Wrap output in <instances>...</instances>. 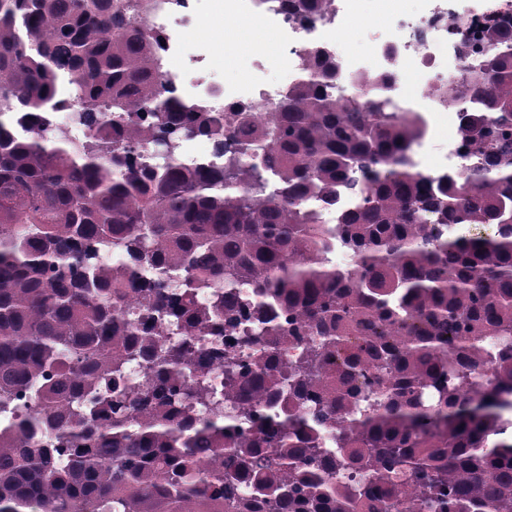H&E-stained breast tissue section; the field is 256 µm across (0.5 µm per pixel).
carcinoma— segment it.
Instances as JSON below:
<instances>
[{"label": "carcinoma", "mask_w": 512, "mask_h": 512, "mask_svg": "<svg viewBox=\"0 0 512 512\" xmlns=\"http://www.w3.org/2000/svg\"><path fill=\"white\" fill-rule=\"evenodd\" d=\"M134 11L0 0V512H512V21L432 175L321 45L216 112Z\"/></svg>", "instance_id": "obj_1"}]
</instances>
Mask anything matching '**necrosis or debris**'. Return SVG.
Instances as JSON below:
<instances>
[{"label":"necrosis or debris","instance_id":"1","mask_svg":"<svg viewBox=\"0 0 512 512\" xmlns=\"http://www.w3.org/2000/svg\"><path fill=\"white\" fill-rule=\"evenodd\" d=\"M153 7L147 18L163 38V45L156 56V66L164 82L169 83L174 96L185 99L193 94H213L212 85L200 82L190 83L185 72L175 65L183 52V42L169 29L174 16L191 21L195 0H152ZM223 5L224 16L228 19H245L255 25L269 22L295 33L296 38L288 43L284 57L289 72L299 71L302 64L300 52L306 41L321 40L325 45L336 46L343 33L344 20L348 15V0H331L314 25H307L302 18L294 15L286 6V0H214ZM420 12L403 14L395 22L392 37L373 43L368 57L355 69L340 68V84L363 76L392 75L387 89L391 99L403 95L400 81L396 76L405 62H415L426 75L425 86L429 90L426 109L431 113L444 114L448 105L443 100V90L453 88L466 68L476 66L479 56L465 54L461 49L462 37L457 31L449 30L448 17L453 14L454 0H423Z\"/></svg>","mask_w":512,"mask_h":512}]
</instances>
